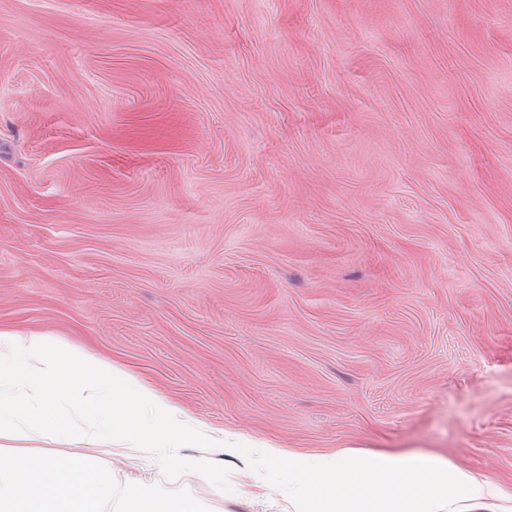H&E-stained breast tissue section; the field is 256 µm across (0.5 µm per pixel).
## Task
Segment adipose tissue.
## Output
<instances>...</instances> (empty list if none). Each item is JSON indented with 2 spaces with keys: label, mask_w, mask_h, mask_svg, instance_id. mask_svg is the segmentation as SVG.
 Returning a JSON list of instances; mask_svg holds the SVG:
<instances>
[{
  "label": "adipose tissue",
  "mask_w": 512,
  "mask_h": 512,
  "mask_svg": "<svg viewBox=\"0 0 512 512\" xmlns=\"http://www.w3.org/2000/svg\"><path fill=\"white\" fill-rule=\"evenodd\" d=\"M81 436L104 448L151 453L180 469L187 448H220L259 463L252 502L279 493L295 512H512V483L478 475L438 455L341 449L286 451L193 424L130 372L44 333L0 327V438ZM0 512H193L159 502L139 484L116 486L77 457L0 454Z\"/></svg>",
  "instance_id": "1"
}]
</instances>
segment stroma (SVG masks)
I'll return each instance as SVG.
<instances>
[{
    "label": "stroma",
    "mask_w": 512,
    "mask_h": 512,
    "mask_svg": "<svg viewBox=\"0 0 512 512\" xmlns=\"http://www.w3.org/2000/svg\"><path fill=\"white\" fill-rule=\"evenodd\" d=\"M0 325L210 427L512 482V0H0ZM0 450L261 512L220 448Z\"/></svg>",
    "instance_id": "35a3bbf8"
}]
</instances>
